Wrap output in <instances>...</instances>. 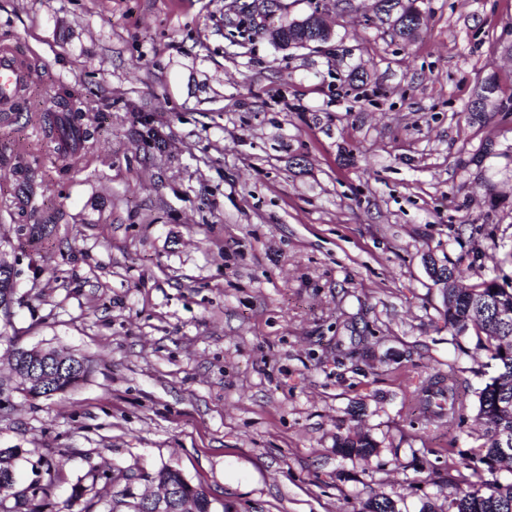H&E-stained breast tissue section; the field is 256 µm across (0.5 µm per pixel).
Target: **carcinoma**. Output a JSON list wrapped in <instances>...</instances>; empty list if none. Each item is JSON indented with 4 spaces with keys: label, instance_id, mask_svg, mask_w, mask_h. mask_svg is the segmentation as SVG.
<instances>
[{
    "label": "carcinoma",
    "instance_id": "obj_1",
    "mask_svg": "<svg viewBox=\"0 0 512 512\" xmlns=\"http://www.w3.org/2000/svg\"><path fill=\"white\" fill-rule=\"evenodd\" d=\"M400 9L394 20L399 36L411 40L424 25L423 15L402 0H393L386 13ZM503 93L499 79L490 75L474 90L468 107L470 118L482 116L476 110L477 100L484 95L495 98ZM73 111L72 102L62 96L53 95L46 101L44 121L57 127L64 143L63 154L77 156L89 149L91 134L84 128ZM430 274L438 283L446 277L454 282L466 280L464 269L457 265H440L431 260ZM444 322L457 336L473 329L479 347L497 361L498 373L489 378L478 392L477 416L487 427L488 438L470 453L471 470L460 475L455 497L448 501V512H512V481L501 483L486 480L483 473L491 475L503 466L512 467V457L503 454L505 441L512 442V288H505L494 279L484 280L468 287H448L443 294ZM59 357L68 361L67 367L51 368L42 384L30 389L35 397L57 396L69 391L84 380L90 371L89 360L69 351H57ZM336 454L341 457H368L377 451V443L367 434H356L336 440ZM23 454L20 448H0V503H6L7 512H44L54 484L31 483L24 486L17 478L15 461ZM117 476H138L156 487L169 488L172 497L168 512H212L208 493L200 486L190 483L180 469L163 465L148 469L138 463L116 470ZM101 476L92 469L71 486L69 501L81 503V512H95L99 502L97 485ZM110 512H151L140 498L127 499V491L112 498Z\"/></svg>",
    "mask_w": 512,
    "mask_h": 512
}]
</instances>
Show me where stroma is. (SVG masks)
<instances>
[{
    "label": "stroma",
    "mask_w": 512,
    "mask_h": 512,
    "mask_svg": "<svg viewBox=\"0 0 512 512\" xmlns=\"http://www.w3.org/2000/svg\"><path fill=\"white\" fill-rule=\"evenodd\" d=\"M245 2L0 0V46L38 74L0 116V448L54 480L47 512L134 463L229 512H446L497 369L445 325L427 261L512 286V112L468 115L489 74L512 87V0H416L409 41L377 0H280L333 31L287 50ZM59 87L95 132L73 167L39 119ZM15 344L91 371L27 396ZM451 380L453 421L417 395ZM357 432L376 453L336 455ZM55 351L59 357L68 361V365L63 369H49L42 380V384L30 389L29 394L33 397L62 395L84 380L90 371V362L86 357L62 349H55ZM101 478L99 473L92 469L71 486L69 501L82 503L81 512H97L93 509L99 502L97 485Z\"/></svg>",
    "instance_id": "35a3bbf8"
}]
</instances>
